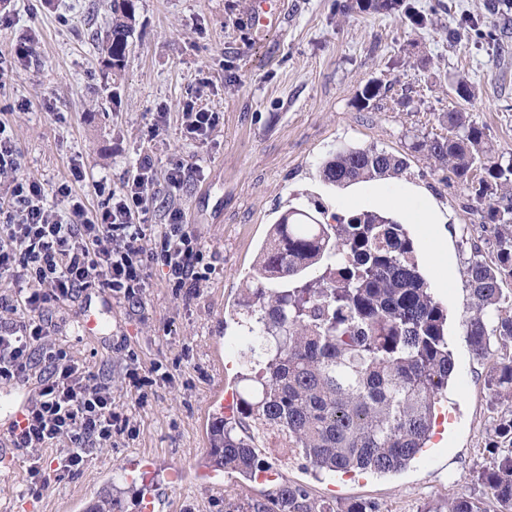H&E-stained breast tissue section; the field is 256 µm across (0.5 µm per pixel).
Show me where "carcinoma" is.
Wrapping results in <instances>:
<instances>
[{"mask_svg": "<svg viewBox=\"0 0 512 512\" xmlns=\"http://www.w3.org/2000/svg\"><path fill=\"white\" fill-rule=\"evenodd\" d=\"M403 0H356L384 14ZM107 65L121 70L132 31L131 0H112ZM450 87L469 102L474 87L455 76ZM448 135L418 137L412 149L465 187L476 184L469 209L490 234L493 257L467 268L470 352L491 355V340H512V314L502 312L501 285L512 279V159L491 154L482 128L464 112L442 116ZM406 162L373 146L337 150L319 167L321 178L347 185L396 177ZM322 222L291 208L271 225L242 291L237 350L245 387L236 415L213 427L216 466L254 476L255 435L270 448L304 458L318 472L393 473L421 453L436 404L455 374L445 328L447 310L422 273L402 225L372 211ZM322 273L303 279L307 269ZM498 414L489 434L501 455L481 473L492 504L461 496L448 512H512V355L493 362L487 380ZM242 427L245 436L236 433ZM224 512H378L369 502L341 509L299 485L282 483L264 500L224 498Z\"/></svg>", "mask_w": 512, "mask_h": 512, "instance_id": "1", "label": "carcinoma"}]
</instances>
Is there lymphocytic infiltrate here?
Returning <instances> with one entry per match:
<instances>
[{"instance_id": "1", "label": "lymphocytic infiltrate", "mask_w": 512, "mask_h": 512, "mask_svg": "<svg viewBox=\"0 0 512 512\" xmlns=\"http://www.w3.org/2000/svg\"><path fill=\"white\" fill-rule=\"evenodd\" d=\"M21 155L0 125V175H11L0 201V279L12 289L0 295V386L31 383L21 418L6 442L26 466L27 496L37 499L65 476L77 473L98 448L133 438L137 422L112 399V382L77 360L56 338L52 310L75 303L90 290L140 303L151 271L174 294L197 291L215 270L212 255L178 209L169 221L147 215L161 192L180 191L190 170L171 165L157 186L150 157H142L121 191L93 185L105 199L92 211L71 184L56 193L69 201L66 217L46 204L42 183L20 175ZM56 449L46 462L45 449Z\"/></svg>"}]
</instances>
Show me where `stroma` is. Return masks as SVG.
Returning <instances> with one entry per match:
<instances>
[{"label": "stroma", "instance_id": "stroma-1", "mask_svg": "<svg viewBox=\"0 0 512 512\" xmlns=\"http://www.w3.org/2000/svg\"><path fill=\"white\" fill-rule=\"evenodd\" d=\"M252 0H134L133 31L124 66L112 73L106 47L93 38L112 25V0H0L11 23L0 26V107H6L24 175L40 180L56 213L65 199L57 187L83 162L87 180L78 191L89 209L102 200L94 180L121 188L140 156L150 155L156 178L170 165L192 169L177 196L158 199L153 224L179 208L216 270L198 293L173 296L153 274L141 304L112 302L111 333L84 336L83 314L60 310L58 341L112 381V398L131 409L139 432L117 447L95 450L88 464L42 498L24 495L26 473L11 448H0V512H79L105 493L120 512H134L137 492L122 477L128 455L155 457L180 474L163 512H224V497L262 498L270 485L214 469L204 427L214 411L213 384L237 393V348L242 332L233 313L271 224L289 208L348 215L377 210L373 182L346 188L328 184L318 167L341 146H374L406 160L397 191L413 190L441 218L434 244L406 225L434 297L448 312V347L465 385H451L441 400L456 413L445 443L405 469L389 474L329 477L304 459L277 464L283 481L343 507L375 503L379 512H447L467 495L491 500L480 473L497 457L489 448L494 416L487 389L490 360L472 357L463 321L468 306L467 267L488 255L469 193L412 149L414 136L447 135L442 112L461 107L485 129L494 156L512 159V11H491L492 0H406L428 19L411 25L404 12H349V0H281L268 26H252ZM458 29L457 43L444 31ZM35 37L28 63L12 48ZM467 78L476 96L457 104L450 75ZM385 87L382 100L361 107L369 83ZM219 113L206 139L186 138L181 116L190 102ZM65 116L54 121L53 113ZM167 124L149 130L158 113ZM125 353H116V343ZM143 369L162 365L173 381H158L145 405L124 384L128 356Z\"/></svg>", "mask_w": 512, "mask_h": 512}]
</instances>
